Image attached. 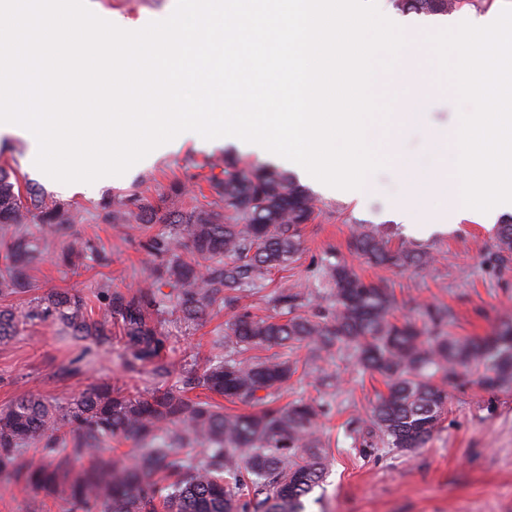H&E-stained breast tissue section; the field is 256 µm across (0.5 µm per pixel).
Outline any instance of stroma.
Masks as SVG:
<instances>
[{
  "mask_svg": "<svg viewBox=\"0 0 512 512\" xmlns=\"http://www.w3.org/2000/svg\"><path fill=\"white\" fill-rule=\"evenodd\" d=\"M457 113L454 93L430 94L424 121L392 140L391 156L372 174L369 194L351 199L316 193L317 217L304 226L300 251L288 268L273 272L261 288L241 292L237 302L220 304L204 319L167 317L169 384L183 385L193 367L203 366L217 352L216 339L237 312L246 308L261 317L275 314L281 289L317 282L323 265L338 259L351 264L364 280L392 289L396 316L417 325H425L427 309L444 308L451 331L488 336L503 319L512 318V264L501 265L496 256L495 226L481 224L466 212L449 223L424 228L396 221L390 208L402 190L398 158L430 163L431 129L454 126ZM25 149L22 140H1L0 165L82 210L85 221L71 225L66 235L89 246L85 264L76 267L43 255L34 271L38 296L56 290L90 297L104 286L126 293L142 285L157 263L147 242L169 237L171 227L159 218L147 230L128 232L123 225L100 219L102 204L135 191L166 195L178 180L184 185L181 206L192 208L213 198L211 163L237 154L229 146L199 148L188 139L179 151L151 166L128 170L114 183L85 194L64 193L48 176L28 175L22 166ZM361 225L394 246L414 242L430 247L436 259L424 269L371 266L348 249L353 230ZM122 352L116 337L88 347L51 323L27 324L18 336L0 344V409L24 393L63 403L91 384L119 385L133 393L150 389L151 374L125 369ZM288 357L299 368L282 388L280 402L304 399L321 407L317 434L330 460L321 496L307 499L306 512H512V386L490 392L473 377H464L450 387L447 411L423 447L370 452L353 426L368 419L373 402L386 390L384 379L335 358L326 366L338 371L340 381L328 388L320 382L319 369L307 364L306 349L291 351ZM69 510L62 499L37 498L23 485L0 482V512Z\"/></svg>",
  "mask_w": 512,
  "mask_h": 512,
  "instance_id": "stroma-1",
  "label": "stroma"
}]
</instances>
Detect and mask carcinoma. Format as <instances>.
Instances as JSON below:
<instances>
[{
	"label": "carcinoma",
	"mask_w": 512,
	"mask_h": 512,
	"mask_svg": "<svg viewBox=\"0 0 512 512\" xmlns=\"http://www.w3.org/2000/svg\"><path fill=\"white\" fill-rule=\"evenodd\" d=\"M470 0H392L404 13L449 14ZM210 177L215 205L174 206L171 194L154 203L132 194L102 206L103 220L141 229L163 214L173 236L152 239L160 257L155 276L134 292L102 288V315L91 318L78 292H47L18 309L11 304L34 288L31 265L47 252L63 227L83 219L77 208L45 196L15 171L0 167V238L7 273L0 277V341L34 320L54 323L70 335L97 344L109 340L108 327L120 329L125 364L148 370L157 384L144 394L121 387L90 385L65 403L21 395L0 409V480L23 482L37 493L66 495L84 512H305V500L323 486L326 452L316 435L320 417L311 402L278 404L276 392L297 372V363L273 355L246 353L259 348H310L312 359L344 355L364 371L387 380V393L372 407L363 441L371 446L413 449L427 441L448 406V387L467 375L488 390L512 383V320L495 335L456 336L444 328L448 312L426 311L431 326L419 328L392 315L393 297L383 286L364 281L343 261L327 263L321 287L334 308L301 315L308 288H286L277 304L287 318L263 319L244 310L225 324L231 349L219 353L188 378L210 394L201 399L166 383L164 362L170 336L156 316L174 302L187 320H199L236 293L258 288L266 275L284 268L301 246L302 226L314 220L315 199L284 172L242 160H226ZM39 225V236L27 225ZM349 247L380 267L424 268L431 252L416 244L392 247L361 225ZM195 258L188 263L181 249ZM498 258L512 260V216L496 234ZM86 246L69 241L60 252L70 267L83 263ZM169 285L165 294L161 286ZM216 395L257 406L230 413L211 400ZM138 448L129 462L104 455L116 438ZM42 444L38 459L27 448Z\"/></svg>",
	"instance_id": "obj_1"
}]
</instances>
